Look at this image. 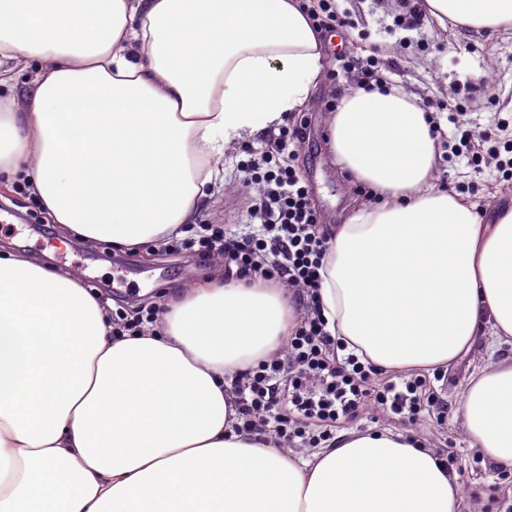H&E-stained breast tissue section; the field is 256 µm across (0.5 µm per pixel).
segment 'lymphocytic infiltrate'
I'll return each instance as SVG.
<instances>
[{
	"label": "lymphocytic infiltrate",
	"instance_id": "1",
	"mask_svg": "<svg viewBox=\"0 0 512 512\" xmlns=\"http://www.w3.org/2000/svg\"><path fill=\"white\" fill-rule=\"evenodd\" d=\"M305 123L283 127L273 153L246 161L245 173L263 190L251 206L264 233L258 237L222 236L224 258L241 277L258 276L292 290L300 301L301 320L279 355L246 370L234 382L232 395L241 429L274 437L286 445L301 440L310 447L330 440L337 424L359 418L367 404L413 422L430 409H439L437 396L424 375L393 376L372 383L375 368L331 336L322 315L319 288L321 269L331 234L309 203L307 191L293 165L304 140ZM455 137L471 151L472 162L496 161L504 181L512 180V142L475 152L476 134L467 119H459Z\"/></svg>",
	"mask_w": 512,
	"mask_h": 512
}]
</instances>
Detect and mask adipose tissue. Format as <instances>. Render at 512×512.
<instances>
[{"instance_id":"adipose-tissue-1","label":"adipose tissue","mask_w":512,"mask_h":512,"mask_svg":"<svg viewBox=\"0 0 512 512\" xmlns=\"http://www.w3.org/2000/svg\"><path fill=\"white\" fill-rule=\"evenodd\" d=\"M424 7L512 26V0ZM325 67L300 0H0V176L64 233L162 243L226 148L277 133ZM420 102L355 87L331 116L338 163L382 201L332 236L322 314L384 370L446 366L485 337L496 358L459 411L481 457L512 468V200L487 218L438 187ZM298 321L280 289L218 273L116 339L75 276L0 255V512H460L456 473L404 434L353 431L298 461L237 432L233 381Z\"/></svg>"}]
</instances>
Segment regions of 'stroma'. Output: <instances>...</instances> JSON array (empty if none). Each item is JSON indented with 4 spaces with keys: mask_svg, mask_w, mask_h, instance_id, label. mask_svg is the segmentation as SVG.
Here are the masks:
<instances>
[{
    "mask_svg": "<svg viewBox=\"0 0 512 512\" xmlns=\"http://www.w3.org/2000/svg\"><path fill=\"white\" fill-rule=\"evenodd\" d=\"M418 0H337L348 14L350 27L337 30L324 41L326 67L309 102L302 108L308 119L306 137L296 155V169L308 191L312 207L328 228L345 223L359 185L335 159L330 148L329 120L349 87L362 82L361 69L375 60L395 87L418 94L438 118L441 146L437 159L438 183L461 194L487 211L498 199L512 195V187L494 166L473 164L450 155L458 119L456 109L468 93H476L484 106L470 120L478 130L494 128L497 120H512V28L474 34L454 26L441 27L426 18L419 30L397 28L396 20L409 16ZM354 62L343 71L340 55ZM266 139L256 137L232 144L224 155V176L210 187L196 221L221 231L244 235L257 231L260 222L249 207L258 186L241 168L249 153L267 151ZM37 212L30 193L0 186V249L80 278L90 292L114 308L135 316L144 308L161 306L172 296L212 277L223 268L224 258L213 254H169L146 242L132 248H115L110 242L92 244L62 238L58 225L47 223ZM492 361L485 342L449 368H429L425 375L439 400L448 409L443 422L421 416L416 423L394 414H365L340 425V432L388 429L415 437L439 457L454 455V469L462 489L461 512H512V470H501L471 448L457 407L469 377Z\"/></svg>",
    "mask_w": 512,
    "mask_h": 512,
    "instance_id": "stroma-1",
    "label": "stroma"
}]
</instances>
